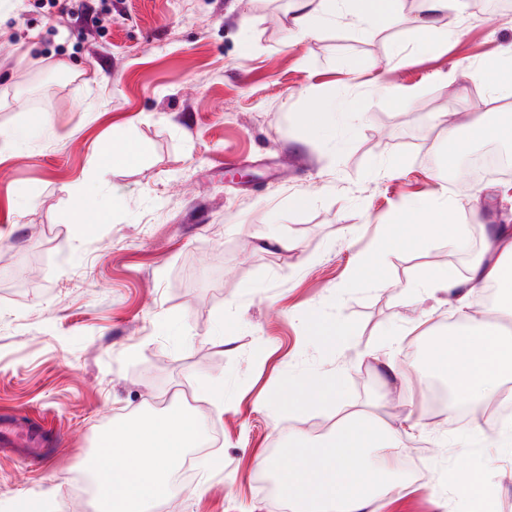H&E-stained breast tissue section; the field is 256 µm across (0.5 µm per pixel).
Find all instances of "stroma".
<instances>
[{"label": "stroma", "mask_w": 512, "mask_h": 512, "mask_svg": "<svg viewBox=\"0 0 512 512\" xmlns=\"http://www.w3.org/2000/svg\"><path fill=\"white\" fill-rule=\"evenodd\" d=\"M81 2L74 17L0 0V272L39 273L0 279V409L66 435L41 469L0 457V512H95L72 487L100 432L163 419L186 391L197 432L220 441L167 512H282L261 460L321 441L342 409L404 430L401 461L424 469L373 512H474L468 470L512 512V450L487 421L499 408L460 423L421 401L455 304L406 291L468 261L405 226L358 265L420 200L447 195L478 251L490 216L512 217V178L484 182L481 213L448 187L467 120L512 114L477 76L512 49V15L436 14L446 39L428 52L423 0L359 22L339 11L302 39L295 0ZM317 95L338 105L320 130ZM118 133L133 159H113Z\"/></svg>", "instance_id": "stroma-1"}]
</instances>
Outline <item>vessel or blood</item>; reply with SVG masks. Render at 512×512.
<instances>
[{
	"label": "vessel or blood",
	"instance_id": "b4317fda",
	"mask_svg": "<svg viewBox=\"0 0 512 512\" xmlns=\"http://www.w3.org/2000/svg\"><path fill=\"white\" fill-rule=\"evenodd\" d=\"M62 436L52 427L19 417L11 411H0V453L23 458L30 466L39 467L53 456L52 447Z\"/></svg>",
	"mask_w": 512,
	"mask_h": 512
}]
</instances>
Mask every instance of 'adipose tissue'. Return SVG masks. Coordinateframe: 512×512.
Listing matches in <instances>:
<instances>
[{
	"mask_svg": "<svg viewBox=\"0 0 512 512\" xmlns=\"http://www.w3.org/2000/svg\"><path fill=\"white\" fill-rule=\"evenodd\" d=\"M341 3L357 16L366 14L363 0H302L292 25L300 34H311L316 21L335 12ZM392 222L411 223L413 236L421 241L439 234L453 242L467 231L466 226L454 224L451 204L443 196L399 211ZM511 261L512 226L498 224L490 228L485 246L472 259L466 276L436 268L422 284L428 290L454 296L458 311L463 312L472 295L505 282ZM464 333L477 337L475 353L465 354L461 341L444 342L430 353L428 370L449 380L454 401L496 402L504 382L512 379V338L491 336L486 322L474 316ZM194 433L193 423L178 413L158 425L138 421L116 432L110 448L89 463L96 487L111 484L122 493L112 504L113 512H142L147 500L167 496L174 456L191 445ZM401 444L399 429L352 411L344 413L323 440V452L295 457L284 467L271 460L267 467L287 492L292 512H302L306 503L312 504L315 512H368L377 498L396 487Z\"/></svg>",
	"mask_w": 512,
	"mask_h": 512,
	"instance_id": "1",
	"label": "adipose tissue"
}]
</instances>
